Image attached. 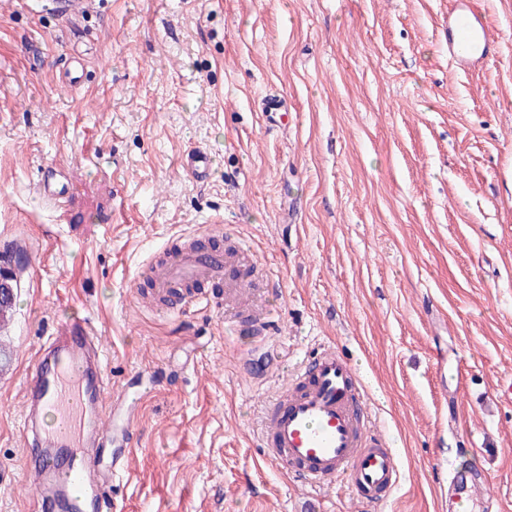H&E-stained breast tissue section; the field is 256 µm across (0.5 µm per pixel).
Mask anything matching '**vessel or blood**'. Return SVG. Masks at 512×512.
<instances>
[{"label":"vessel or blood","mask_w":512,"mask_h":512,"mask_svg":"<svg viewBox=\"0 0 512 512\" xmlns=\"http://www.w3.org/2000/svg\"><path fill=\"white\" fill-rule=\"evenodd\" d=\"M500 35L480 0H449L448 63L453 73L486 66ZM213 155L184 151L180 171L207 182ZM172 260H149L138 277L157 309L178 312L205 300V287L222 288L225 307L252 293L261 263L239 243L204 253L190 241ZM128 395L111 396L99 339L81 323L63 325L40 348L25 382L23 446L36 485L37 512H112L111 475L131 454L130 421L115 419ZM266 457L311 488L345 477L361 500L387 502L400 482V459L372 420L366 386L350 358L330 346L303 361L265 411Z\"/></svg>","instance_id":"b4317fda"}]
</instances>
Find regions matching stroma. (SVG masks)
Wrapping results in <instances>:
<instances>
[{"label": "stroma", "instance_id": "1", "mask_svg": "<svg viewBox=\"0 0 512 512\" xmlns=\"http://www.w3.org/2000/svg\"><path fill=\"white\" fill-rule=\"evenodd\" d=\"M27 2L0 0V252L25 258L0 329V512H27L24 383L72 321L138 398L117 411L137 433L114 512H374L260 446L266 403L320 345L355 362L401 460L375 512H512V0H485L500 53L461 76L448 0ZM195 146L206 185L178 169ZM209 227L280 281L266 377L241 370L223 304L135 297L170 237ZM458 470L479 480L465 505L441 490Z\"/></svg>", "mask_w": 512, "mask_h": 512}]
</instances>
